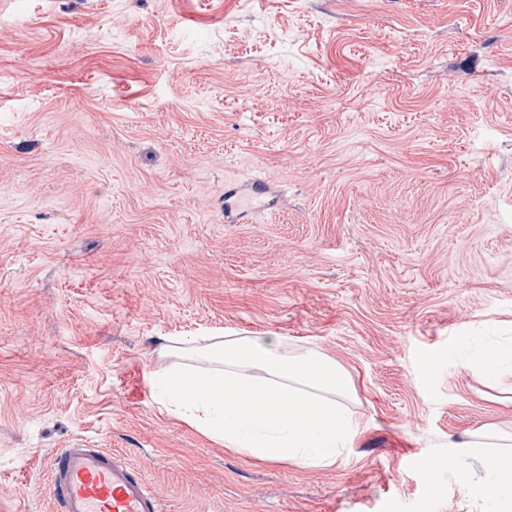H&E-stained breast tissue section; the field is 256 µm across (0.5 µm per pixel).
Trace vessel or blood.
<instances>
[{"label":"vessel or blood","mask_w":512,"mask_h":512,"mask_svg":"<svg viewBox=\"0 0 512 512\" xmlns=\"http://www.w3.org/2000/svg\"><path fill=\"white\" fill-rule=\"evenodd\" d=\"M265 192L261 185L227 191L225 222L249 213L250 200ZM47 483L55 512H160L158 495L143 475L99 448L56 450Z\"/></svg>","instance_id":"b4317fda"}]
</instances>
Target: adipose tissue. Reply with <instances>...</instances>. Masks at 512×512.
<instances>
[{
	"mask_svg": "<svg viewBox=\"0 0 512 512\" xmlns=\"http://www.w3.org/2000/svg\"><path fill=\"white\" fill-rule=\"evenodd\" d=\"M161 351L176 362L151 376L160 411L244 459L328 467L360 435L346 405L352 381L324 352L236 331L168 336ZM460 456L478 466L463 473L467 495L497 512L512 497V430L473 431Z\"/></svg>",
	"mask_w": 512,
	"mask_h": 512,
	"instance_id": "adipose-tissue-1",
	"label": "adipose tissue"
}]
</instances>
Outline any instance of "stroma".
I'll return each instance as SVG.
<instances>
[{"label":"stroma","instance_id":"35a3bbf8","mask_svg":"<svg viewBox=\"0 0 512 512\" xmlns=\"http://www.w3.org/2000/svg\"><path fill=\"white\" fill-rule=\"evenodd\" d=\"M227 331L336 358L356 446L161 414V337ZM462 336L512 345V0H0V512L80 445L162 512H483L443 461L512 404ZM267 193L268 191L263 185L255 184L247 189H231L227 191L224 204L225 222L234 223L238 216L254 212L248 201Z\"/></svg>","mask_w":512,"mask_h":512}]
</instances>
